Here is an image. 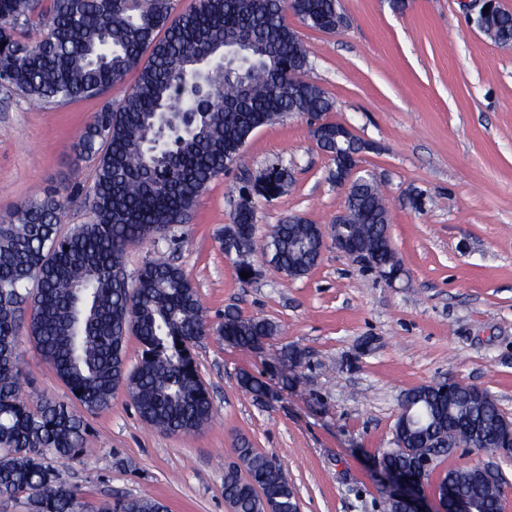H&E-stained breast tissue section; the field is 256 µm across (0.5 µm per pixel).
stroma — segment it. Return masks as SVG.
<instances>
[{
  "label": "stroma",
  "mask_w": 512,
  "mask_h": 512,
  "mask_svg": "<svg viewBox=\"0 0 512 512\" xmlns=\"http://www.w3.org/2000/svg\"><path fill=\"white\" fill-rule=\"evenodd\" d=\"M334 33L289 24L309 50L303 78L333 102L328 122L348 126L369 148L360 176L384 184L390 235L403 275L388 281L327 245L308 274L276 271L261 250L292 214L329 227L347 192L318 146L307 116L259 128L231 168L199 197L189 220L167 237L132 247L127 276L156 252L170 255L196 287L211 335L195 349L216 409L199 432L146 426L125 390L87 415L79 460L60 469L90 512L113 498L149 496L170 512H229L224 467L238 438L282 465L301 512H384L386 477L377 465L394 445L403 394L448 379L493 395L512 418V45L498 46L469 19L464 0H340ZM102 105L41 108L0 88V217L55 188L85 194L96 160L73 145ZM286 183L272 198L246 194L271 170ZM255 215L254 274L239 277L222 244L236 203ZM271 321L257 351L218 335L227 310ZM303 354L278 366L283 347ZM21 368L30 403L69 399L30 341ZM267 382L257 400L242 374ZM487 465L512 480V459L482 452L445 457L425 483L434 497L457 466Z\"/></svg>",
  "instance_id": "stroma-1"
}]
</instances>
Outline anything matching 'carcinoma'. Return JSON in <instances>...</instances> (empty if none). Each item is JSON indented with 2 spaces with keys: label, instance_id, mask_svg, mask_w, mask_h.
<instances>
[{
  "label": "carcinoma",
  "instance_id": "1",
  "mask_svg": "<svg viewBox=\"0 0 512 512\" xmlns=\"http://www.w3.org/2000/svg\"><path fill=\"white\" fill-rule=\"evenodd\" d=\"M175 0H0V86L44 107L104 96L135 70L138 78L117 103H105L80 134L79 156L95 155L91 220L61 232V213L76 198L60 191L23 202L0 221V499L27 496L31 512H82L77 490L48 463L81 454L84 414L109 408L125 387L141 420L172 435L202 430L214 416L194 355L209 325L196 288L182 269L160 255L125 281L128 250L173 224L185 223L198 197L257 129L290 114L320 117L333 108L314 83L295 80L309 53L288 24V0H193L175 13ZM301 22L321 32L342 22L338 0H301ZM499 45L512 43V12L498 10L480 25ZM250 41L242 79L215 71L203 111H188L195 63L220 59L224 47ZM341 233L380 270L402 264L389 232V210L379 184L354 187ZM225 240L238 271L252 268L254 212L240 206ZM327 231L316 224L276 225L264 254L277 271L301 277L318 265ZM25 332L71 402L29 405L21 386L19 336ZM217 332L254 350L274 335L263 318L224 314ZM133 335L140 358L129 368L125 343ZM242 388L268 395L259 378L243 374ZM497 400L467 383L448 394L443 384L409 390L394 431L402 448H387L384 470L418 480L409 448L447 456L448 437L478 423L485 445L496 446ZM224 467V500L234 512H296L293 486L281 465L245 440ZM473 467L448 470L437 493L468 491L459 478ZM488 512H502L501 488L484 490ZM104 512H168L153 497H123Z\"/></svg>",
  "mask_w": 512,
  "mask_h": 512
}]
</instances>
